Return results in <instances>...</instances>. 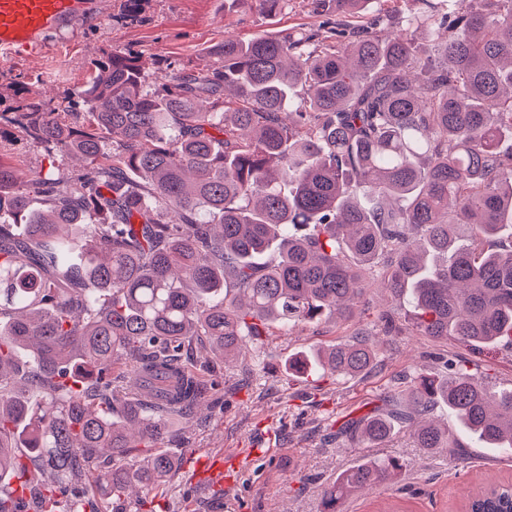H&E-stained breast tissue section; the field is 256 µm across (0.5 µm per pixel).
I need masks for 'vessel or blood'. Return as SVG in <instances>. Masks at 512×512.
I'll use <instances>...</instances> for the list:
<instances>
[{"mask_svg":"<svg viewBox=\"0 0 512 512\" xmlns=\"http://www.w3.org/2000/svg\"><path fill=\"white\" fill-rule=\"evenodd\" d=\"M95 7L94 0H0V59L37 49Z\"/></svg>","mask_w":512,"mask_h":512,"instance_id":"vessel-or-blood-1","label":"vessel or blood"}]
</instances>
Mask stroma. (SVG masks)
<instances>
[{
	"instance_id": "obj_1",
	"label": "stroma",
	"mask_w": 512,
	"mask_h": 512,
	"mask_svg": "<svg viewBox=\"0 0 512 512\" xmlns=\"http://www.w3.org/2000/svg\"><path fill=\"white\" fill-rule=\"evenodd\" d=\"M324 20L310 0H289L268 16L238 0H140L129 12L126 0H105L77 31L53 35L44 52L22 54L0 64V104L17 89L26 98L64 107L83 88L94 61L114 49L141 52L150 85L177 72H204L216 64L212 46L225 36L250 38L282 30H315ZM0 156L22 175L58 166L72 174L83 161L49 155L27 144L22 134L0 143ZM371 309L355 322L296 323L273 328L241 355L217 363V386L189 420L162 440L179 456L224 455L264 443L275 433V456L248 458L235 484L227 486L184 465L172 476L155 512H321V490L338 471L364 457H398L405 467L391 483L349 497L344 512H462L469 493L489 482L512 484V455L476 447L458 461L441 450L416 447L408 432L378 448L339 437L342 423L380 407L384 393L403 390L405 375L436 368L437 357L464 358L492 384L512 386V349L480 350L448 340L436 342L413 330L379 339L380 363L359 379L288 375V358L344 343L360 331L377 329L387 303L380 289L367 295Z\"/></svg>"
}]
</instances>
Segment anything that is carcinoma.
<instances>
[{
  "mask_svg": "<svg viewBox=\"0 0 512 512\" xmlns=\"http://www.w3.org/2000/svg\"><path fill=\"white\" fill-rule=\"evenodd\" d=\"M336 7L328 34L226 37L218 67L151 87L141 54L114 50L86 81L84 112L22 99L0 112L66 177L25 180L0 157V512L32 470L36 512H109L133 488L165 489L177 458L168 422L206 395L187 347L227 358L269 326L349 321L375 283L410 328L471 347L512 344V0H419L392 30L380 0ZM425 41L416 44V35ZM377 345L364 332L288 362L355 377ZM417 372L402 410L348 421L378 446L401 420L419 448L465 451L427 417L448 408L485 448L512 453V389L443 360ZM396 457L327 484L321 512L392 482ZM480 512L512 492L479 491Z\"/></svg>",
  "mask_w": 512,
  "mask_h": 512,
  "instance_id": "cac0c4a2",
  "label": "carcinoma"
}]
</instances>
